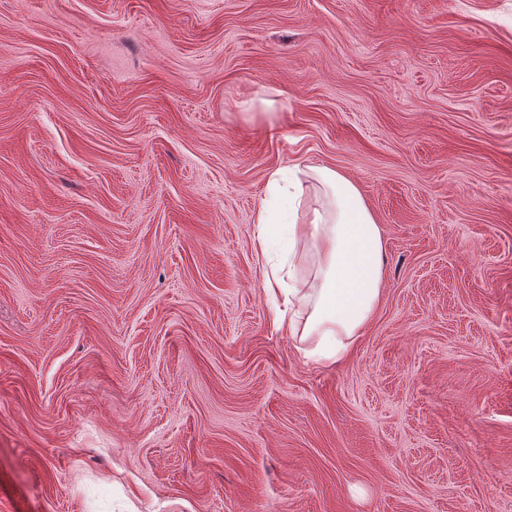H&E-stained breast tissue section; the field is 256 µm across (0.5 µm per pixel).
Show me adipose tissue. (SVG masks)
Instances as JSON below:
<instances>
[{
	"label": "adipose tissue",
	"instance_id": "1",
	"mask_svg": "<svg viewBox=\"0 0 512 512\" xmlns=\"http://www.w3.org/2000/svg\"><path fill=\"white\" fill-rule=\"evenodd\" d=\"M317 200L307 204L304 181ZM307 180L275 170L254 214L261 257L278 253L264 287L278 330L319 365L342 361L376 311L383 289L382 231L356 184L332 168Z\"/></svg>",
	"mask_w": 512,
	"mask_h": 512
}]
</instances>
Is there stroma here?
Here are the masks:
<instances>
[{"label":"stroma","mask_w":512,"mask_h":512,"mask_svg":"<svg viewBox=\"0 0 512 512\" xmlns=\"http://www.w3.org/2000/svg\"><path fill=\"white\" fill-rule=\"evenodd\" d=\"M296 165L382 230L331 367ZM0 512H512V0H0ZM308 169L321 200L307 204L301 180L277 169L253 223L275 327L307 344L306 358L327 366L346 357L380 303L382 231L352 180L332 168ZM274 249L282 260L267 269Z\"/></svg>","instance_id":"obj_1"}]
</instances>
